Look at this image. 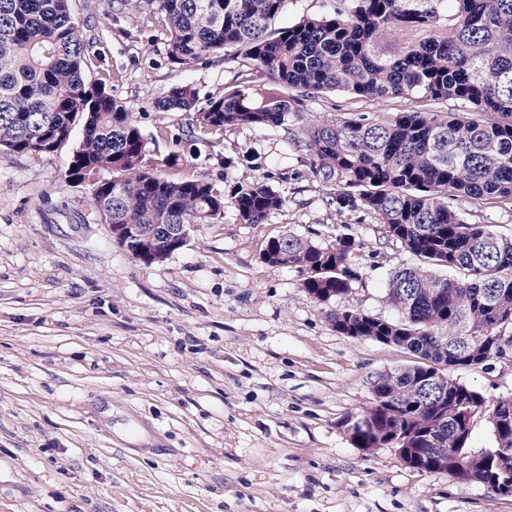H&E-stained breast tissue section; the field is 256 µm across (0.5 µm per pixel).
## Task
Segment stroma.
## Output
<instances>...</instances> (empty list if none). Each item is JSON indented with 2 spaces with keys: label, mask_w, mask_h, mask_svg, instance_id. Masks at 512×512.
Wrapping results in <instances>:
<instances>
[{
  "label": "stroma",
  "mask_w": 512,
  "mask_h": 512,
  "mask_svg": "<svg viewBox=\"0 0 512 512\" xmlns=\"http://www.w3.org/2000/svg\"><path fill=\"white\" fill-rule=\"evenodd\" d=\"M72 3L93 53L86 79H110L149 163L175 151L172 176L265 175L288 205L258 225L226 209L147 265L109 238L91 186L66 178L71 147L0 153V512H512V495L411 469L392 448H356L345 431L372 405L374 376L416 358L336 333L303 272L262 254L283 234L347 237L353 280L335 305L385 319L396 315L388 277L409 255L372 215L337 223L308 157L287 145L299 122L230 131L208 148L173 142L189 117L155 100L189 84L202 108L250 79L217 58L172 63L164 21L134 0ZM335 104L371 117L415 108L336 93L303 110ZM452 375L484 399L472 448L494 447L489 417L512 397V358Z\"/></svg>",
  "instance_id": "1"
}]
</instances>
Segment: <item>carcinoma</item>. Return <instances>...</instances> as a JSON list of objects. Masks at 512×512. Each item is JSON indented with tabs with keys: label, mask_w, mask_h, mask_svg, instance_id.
Here are the masks:
<instances>
[{
	"label": "carcinoma",
	"mask_w": 512,
	"mask_h": 512,
	"mask_svg": "<svg viewBox=\"0 0 512 512\" xmlns=\"http://www.w3.org/2000/svg\"><path fill=\"white\" fill-rule=\"evenodd\" d=\"M145 2L164 17L172 63L222 53L239 72L275 84L226 91L201 110L195 88L172 87L154 107L192 114L178 139L209 143L231 130L281 127L319 94L417 100L410 112L372 118L336 112L288 137L309 157L338 223L372 214L410 254L387 283L397 318L327 313L341 335L418 357L377 375L373 404L345 427L357 448L411 449L401 457L410 468L441 470L446 455L443 470L460 483L512 487V398L491 415L496 447L476 451L470 420L483 397L450 375L512 341V234L453 205L512 210V0H336L333 13L284 26L285 0ZM90 62L71 0H0V150L53 154L82 121L68 178L94 187L101 223L137 228L168 256L186 244L176 224H212L226 208L243 224H262L288 206L265 175L218 188L147 167L131 108L106 82H87ZM262 259L305 273L302 288L319 303L349 292L352 248L343 237H273Z\"/></svg>",
	"instance_id": "obj_1"
}]
</instances>
